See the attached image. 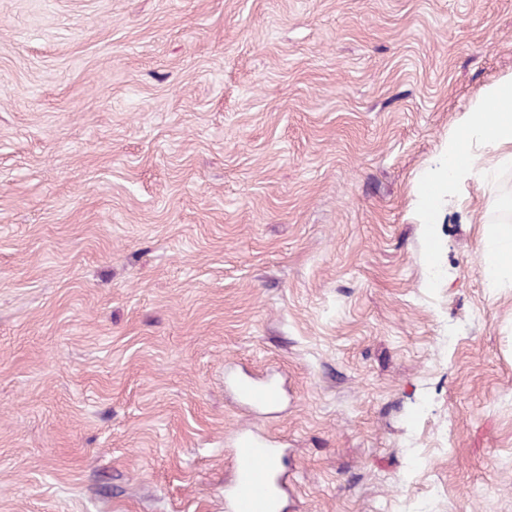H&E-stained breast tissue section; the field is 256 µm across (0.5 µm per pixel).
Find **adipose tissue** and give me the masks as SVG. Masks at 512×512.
Here are the masks:
<instances>
[{
    "label": "adipose tissue",
    "instance_id": "ef3b65f1",
    "mask_svg": "<svg viewBox=\"0 0 512 512\" xmlns=\"http://www.w3.org/2000/svg\"><path fill=\"white\" fill-rule=\"evenodd\" d=\"M488 149L500 152L503 163L512 164V75L489 86L468 107L440 161L428 171L422 186L425 220H432L437 202L453 195L458 184L491 176L484 155ZM482 260L488 287L512 281L511 225L498 224L489 230Z\"/></svg>",
    "mask_w": 512,
    "mask_h": 512
}]
</instances>
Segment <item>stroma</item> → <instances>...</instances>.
Listing matches in <instances>:
<instances>
[{
	"mask_svg": "<svg viewBox=\"0 0 512 512\" xmlns=\"http://www.w3.org/2000/svg\"><path fill=\"white\" fill-rule=\"evenodd\" d=\"M510 74L512 0H0V512H224L245 431L282 512H512V165L418 212ZM483 268L489 288L512 281V226L498 224L488 232L483 251ZM240 396L253 408L262 409L276 400V389L269 382L240 381L237 385Z\"/></svg>",
	"mask_w": 512,
	"mask_h": 512,
	"instance_id": "35a3bbf8",
	"label": "stroma"
}]
</instances>
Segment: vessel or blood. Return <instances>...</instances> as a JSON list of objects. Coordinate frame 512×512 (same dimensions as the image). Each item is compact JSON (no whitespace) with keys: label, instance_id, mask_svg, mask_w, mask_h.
<instances>
[{"label":"vessel or blood","instance_id":"vessel-or-blood-1","mask_svg":"<svg viewBox=\"0 0 512 512\" xmlns=\"http://www.w3.org/2000/svg\"><path fill=\"white\" fill-rule=\"evenodd\" d=\"M240 396L262 409L276 400L275 387L267 382L240 381ZM280 449L251 434H241L234 450L236 478L224 494V512H279L284 485L277 460Z\"/></svg>","mask_w":512,"mask_h":512}]
</instances>
